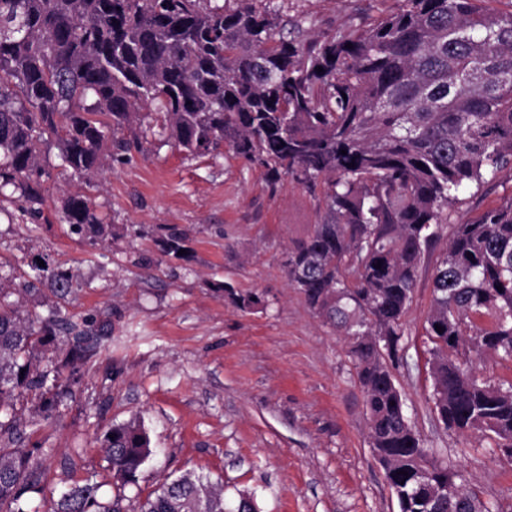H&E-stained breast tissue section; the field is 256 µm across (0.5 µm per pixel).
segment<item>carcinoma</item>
<instances>
[{
    "mask_svg": "<svg viewBox=\"0 0 512 512\" xmlns=\"http://www.w3.org/2000/svg\"><path fill=\"white\" fill-rule=\"evenodd\" d=\"M148 108L189 154L228 142L271 182L284 172L311 190L325 185L321 223L288 251V283L349 340L371 447L390 461L399 512H426L418 499L430 488L442 491L441 512H493L425 446L393 368L424 250L448 208L463 187L512 170V10L403 0L365 29L288 41L275 38L267 11L211 0H0V196L41 215L51 177L41 145L54 141L60 166L88 185L110 158L104 145ZM57 217L94 245L104 235L80 188L61 198ZM159 246L187 258L177 232ZM72 281L57 271L54 292L66 297ZM16 292L0 272V512H33L46 468L39 447H15L23 410L59 412L102 328L58 311L24 315ZM377 336L396 337L386 357ZM426 336L446 428L512 448V383L476 372L486 355L512 360V198L452 225ZM97 441L125 484L155 455L137 420ZM97 491L74 486L50 512H126L121 498L101 502ZM136 512L229 510L223 489L185 473Z\"/></svg>",
    "mask_w": 512,
    "mask_h": 512,
    "instance_id": "cac0c4a2",
    "label": "carcinoma"
}]
</instances>
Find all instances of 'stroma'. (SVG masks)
Masks as SVG:
<instances>
[{"mask_svg":"<svg viewBox=\"0 0 512 512\" xmlns=\"http://www.w3.org/2000/svg\"><path fill=\"white\" fill-rule=\"evenodd\" d=\"M402 0H255L317 36L366 27ZM140 148L124 153L90 188L108 235L92 245L59 223L56 210L76 179L52 164L40 217L0 200V265L11 270L23 309L59 308L73 320L106 322L98 354L71 386L58 414L24 422L26 445L46 453L48 489L91 480L99 496L128 507L172 473L222 483L226 505L253 495L258 512H399L373 456L364 393L344 336L325 325L288 285L289 249L325 214L323 188L291 175L270 182L265 168L230 144L191 155L154 118L122 130ZM512 197V173L463 188L450 223L477 219ZM177 231L187 256H162L159 240ZM449 230L425 253L405 316L395 369L407 414L438 459L455 466L494 512H512V461L478 433L445 428L431 401L426 318L433 277ZM74 274L55 297L30 267ZM226 284L230 293L219 292ZM255 295L241 309L235 296ZM140 418L160 453L136 484L121 485L97 438Z\"/></svg>","mask_w":512,"mask_h":512,"instance_id":"obj_1","label":"stroma"}]
</instances>
